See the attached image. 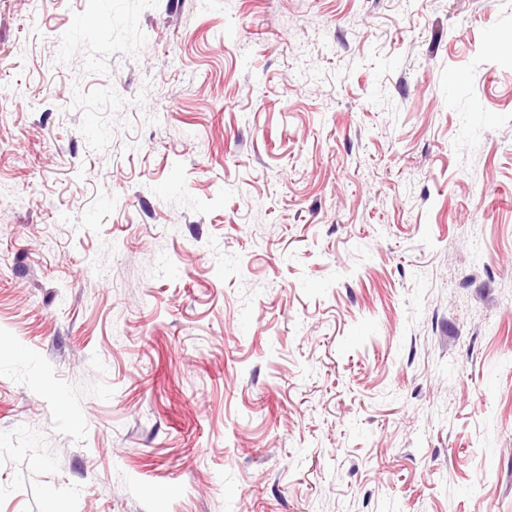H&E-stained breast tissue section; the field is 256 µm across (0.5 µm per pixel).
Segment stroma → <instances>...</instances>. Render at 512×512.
Returning <instances> with one entry per match:
<instances>
[{"label": "stroma", "mask_w": 512, "mask_h": 512, "mask_svg": "<svg viewBox=\"0 0 512 512\" xmlns=\"http://www.w3.org/2000/svg\"><path fill=\"white\" fill-rule=\"evenodd\" d=\"M0 512H512V0H0Z\"/></svg>", "instance_id": "1"}]
</instances>
